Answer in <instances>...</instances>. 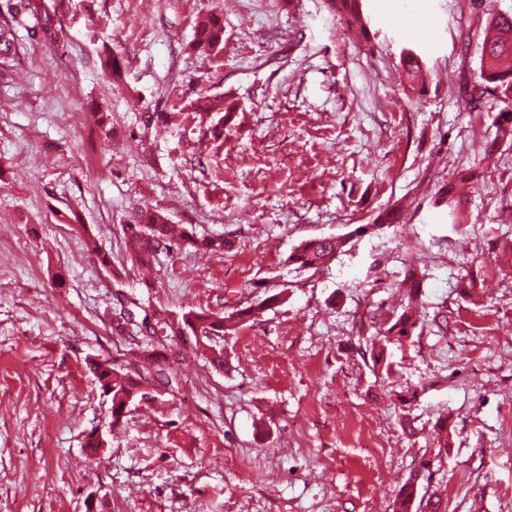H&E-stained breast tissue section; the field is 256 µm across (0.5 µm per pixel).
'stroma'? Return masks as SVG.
Returning a JSON list of instances; mask_svg holds the SVG:
<instances>
[{"label": "stroma", "mask_w": 512, "mask_h": 512, "mask_svg": "<svg viewBox=\"0 0 512 512\" xmlns=\"http://www.w3.org/2000/svg\"><path fill=\"white\" fill-rule=\"evenodd\" d=\"M414 2L364 0L366 36L323 0H42L55 37L17 27L0 57V512H390L424 459L448 512H512V130L493 97L467 102L469 0ZM208 12L224 17L217 53L191 46ZM423 25L430 52L410 36ZM464 169L455 224L433 197ZM140 207L227 249L178 244L141 269L123 233ZM362 224L319 271L289 263L302 240ZM411 264L424 326L389 347L387 374L369 340ZM120 293L161 319L253 313L215 349L174 344L173 388L114 424L87 362L144 370L146 337L112 330Z\"/></svg>", "instance_id": "1"}]
</instances>
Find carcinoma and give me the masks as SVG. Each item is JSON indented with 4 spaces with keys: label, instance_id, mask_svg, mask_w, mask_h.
<instances>
[{
    "label": "carcinoma",
    "instance_id": "1",
    "mask_svg": "<svg viewBox=\"0 0 512 512\" xmlns=\"http://www.w3.org/2000/svg\"><path fill=\"white\" fill-rule=\"evenodd\" d=\"M362 0H326L328 8L336 15L357 20L360 18ZM486 8L475 35L479 38V73L471 84L473 93L470 103L478 108L485 95L494 96L501 105L500 116L512 121V13L495 10L493 0H484ZM41 14L39 0H18V6L8 10L10 20L0 24V55L7 56L14 50L9 23L22 24L27 15L35 18ZM224 43V20L220 15H209L199 19L194 26L193 47L204 50L220 51ZM400 62L409 75L410 81L418 80L423 71L424 62L412 49L404 48ZM435 205H446L453 211L462 206V199L454 193L451 185L439 189ZM125 247L131 259L143 265L152 264L161 250H167L175 241L192 244L202 252L224 251V239L197 240L194 234L175 225L156 210L144 208L137 211L129 223L123 225ZM347 237H316L302 241L288 256V261L302 270H319L343 252L347 246ZM252 313L245 308L237 312V317L230 319L209 311L189 310L171 321L151 319L144 314L141 324L152 332L163 331L161 341L174 340L183 336H224L236 329L244 317ZM419 328V319L413 312L404 311L392 316V319L379 325L371 345L373 366L390 371L387 362V346L410 342ZM89 370L103 394L111 399L112 423H117L127 416L128 402L143 396L142 380L135 379L123 372L109 360L92 361ZM434 428L438 430L436 446L437 455L448 454V417L437 419ZM430 463L422 461L420 467L406 479L396 499L392 512H440L442 500L425 499L420 494V478Z\"/></svg>",
    "mask_w": 512,
    "mask_h": 512
}]
</instances>
